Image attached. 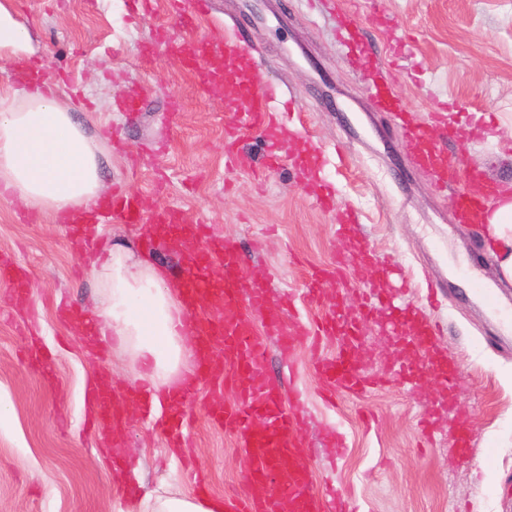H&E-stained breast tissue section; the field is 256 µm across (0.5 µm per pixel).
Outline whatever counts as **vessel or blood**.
I'll return each mask as SVG.
<instances>
[{
	"label": "vessel or blood",
	"instance_id": "obj_1",
	"mask_svg": "<svg viewBox=\"0 0 512 512\" xmlns=\"http://www.w3.org/2000/svg\"><path fill=\"white\" fill-rule=\"evenodd\" d=\"M210 0H165L166 10L178 26L177 33L159 30L141 47L142 65H153L160 56L178 59L183 71L209 97L223 100L234 120L225 129V153L239 168H251L253 159L242 144L251 137L261 138L267 147L266 166L281 162V146L289 130L272 103L276 86L265 80L258 62L245 56L230 37H206L185 42L199 17L207 14ZM363 78L368 89L385 109L394 112L406 136V148L415 164L430 174L438 187L456 185L454 200L456 220L471 223L486 205L487 196L476 193L472 185L486 181L479 168L461 169L442 149L436 131L448 125L446 113L434 115L433 126L413 122L404 112L392 85L380 66H366ZM294 172L304 184L321 188L319 206L334 207L335 196L324 186L322 164L317 155L302 152L292 162ZM146 224L155 234L190 244L191 264L179 283L182 328L197 343L195 367L183 380L169 407L156 419V430L166 435L173 447L192 445L187 404L199 391L208 395L211 420L235 440L239 449V482L225 494V512H351L348 501L338 490L316 484L310 469L296 462L298 449L308 447L305 426V400L300 393L285 395L273 380L267 364L268 337H275L282 360L293 363L299 342H309L312 364L328 396L340 392L363 395L374 386L355 358L353 349L332 357L320 351L323 337L342 336L356 339L360 321L371 320L378 307L387 305V286L368 288L373 266L372 252L360 246L349 218H341L336 232V246L330 265L305 274L303 302L323 304L321 282L330 278L341 284L359 283L360 321L346 317L342 303L336 302L317 323L309 326L295 312L293 298L271 300L265 284L245 281L238 275L241 255L232 241L209 235L207 225L187 219L182 209H147L141 197L122 189L99 202L94 212L71 211L63 216L71 248L87 243L95 224ZM223 264L224 278L211 279L210 270ZM0 282L6 284V299L11 308L28 304V271L8 256L0 257ZM264 314L263 326H256L252 314ZM391 332L409 337L415 347L413 356L391 358L386 374L393 382L411 384L417 372L435 369L436 352L431 339L437 330L432 323L417 322L398 311L391 317ZM233 403H225V394ZM94 414L90 428L100 443L111 446L113 456H120L124 442L111 437L115 425L116 404L109 395H92Z\"/></svg>",
	"mask_w": 512,
	"mask_h": 512
}]
</instances>
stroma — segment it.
Wrapping results in <instances>:
<instances>
[{"instance_id":"35a3bbf8","label":"stroma","mask_w":512,"mask_h":512,"mask_svg":"<svg viewBox=\"0 0 512 512\" xmlns=\"http://www.w3.org/2000/svg\"><path fill=\"white\" fill-rule=\"evenodd\" d=\"M362 47L353 54L337 43L336 16L318 0H214L195 34H223L255 50L269 77L288 88L305 111L301 140L319 147L324 177L336 187L337 209L354 210L357 232L375 258L374 281L401 267L411 287L392 303L415 306L440 321L435 341L455 361L462 382L444 389L439 377L420 373L418 388L444 403L440 429L423 446L419 408L410 392L382 386L330 406L301 344L294 364L270 347L272 374L304 391L312 420L310 445L298 460L316 483L339 485L355 512H512V287L503 288L494 259L473 224L452 221V201L436 192L413 164L389 112L361 84L362 60L396 65L394 90L419 120L449 105L453 131L440 143L461 168L481 167L492 182L512 172V152L502 139L512 129V0H343ZM17 22L33 32L34 56L58 87V100L84 124L103 161L101 190L121 185L148 208L176 205L208 224L212 234L235 239L242 279H267L273 294L300 295L303 274L294 260L321 266L336 244L335 211L321 209L313 189L294 180L288 165L229 168L224 128L233 115L203 96L180 63L163 58L141 68L142 44L168 21L164 4L128 19L124 0H13ZM143 94L137 119H127L118 98ZM482 122L489 135L466 140L462 130ZM17 199L0 200V254L31 271L30 309L0 315V403L14 422L0 430V512H120L161 484L193 494L191 476L204 475L211 494L223 496L238 480L232 438L210 425L203 399L190 401L189 458H178L138 406L123 432L128 453L125 482L117 484L109 456L88 431L85 392L97 372L111 385L133 386L134 366L73 324L57 318L66 300L81 317L95 318L104 290L87 253L71 250L65 229L50 212L23 224ZM101 246L119 242L148 255L168 284L187 266L185 252L149 245L136 224H104ZM497 289L489 307L476 287ZM50 350L56 386H45L22 356L31 340ZM339 428L345 453L323 444L326 427ZM466 428L469 460H460L455 436Z\"/></svg>"}]
</instances>
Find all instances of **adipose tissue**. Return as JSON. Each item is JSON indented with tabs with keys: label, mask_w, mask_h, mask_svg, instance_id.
<instances>
[{
	"label": "adipose tissue",
	"mask_w": 512,
	"mask_h": 512,
	"mask_svg": "<svg viewBox=\"0 0 512 512\" xmlns=\"http://www.w3.org/2000/svg\"><path fill=\"white\" fill-rule=\"evenodd\" d=\"M29 30L16 22L9 0H0V61L30 52ZM101 158L85 127L53 91L35 87L0 99V189L39 211L64 212L95 203ZM481 237L512 281V192L501 189L480 218ZM95 275L105 291L101 342L129 355L136 378L160 390L176 386L188 370L180 303L151 259H136L112 245ZM138 512H225L219 497L168 490L144 495Z\"/></svg>",
	"instance_id": "obj_1"
}]
</instances>
